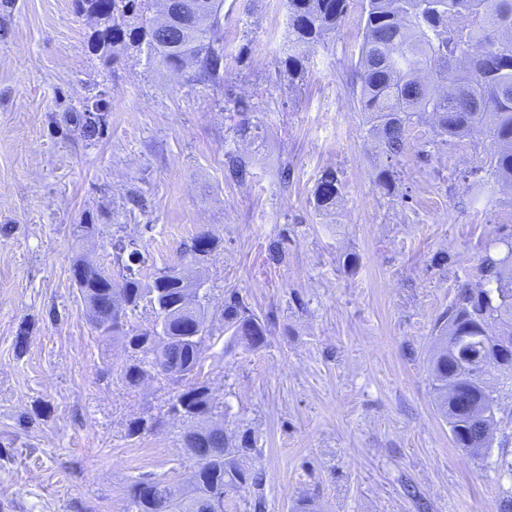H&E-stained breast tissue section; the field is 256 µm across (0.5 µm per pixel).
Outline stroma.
Returning <instances> with one entry per match:
<instances>
[{
  "instance_id": "stroma-1",
  "label": "stroma",
  "mask_w": 512,
  "mask_h": 512,
  "mask_svg": "<svg viewBox=\"0 0 512 512\" xmlns=\"http://www.w3.org/2000/svg\"><path fill=\"white\" fill-rule=\"evenodd\" d=\"M361 8L350 0L292 80L285 0H224L215 86L135 47L104 62L74 0H0V512H131L137 478L189 477L182 424L166 413L182 383L124 386L127 355L90 324L73 280L79 253L112 270L116 233L143 246V280L164 266L201 274L215 319L200 378L225 405V431L257 439L242 463L265 475L264 512L302 496L316 512H418L409 486L429 512H497L512 477L495 455L455 448L428 356L458 281L512 229V189L479 166L495 149L486 136L420 158L425 119L408 131L394 193L376 187L386 158L353 94ZM231 95L254 99L263 141L233 143ZM96 99L90 128L69 122ZM233 147L253 159L243 183L224 176ZM327 167L343 191L320 211ZM89 221L98 234L78 238ZM203 230L218 246L193 265L184 249ZM232 291L267 321L262 347L220 319ZM150 414L157 430L126 437Z\"/></svg>"
}]
</instances>
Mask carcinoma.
<instances>
[{
    "mask_svg": "<svg viewBox=\"0 0 512 512\" xmlns=\"http://www.w3.org/2000/svg\"><path fill=\"white\" fill-rule=\"evenodd\" d=\"M85 15L104 11L112 23L92 32L95 51L109 62L119 60L130 46L145 47L150 61L161 67L195 68L199 82L219 84L224 61V0H200L199 10L184 29L173 32L177 47L158 40L160 12L149 31L143 22L146 0H75ZM288 49L281 64L292 77L303 75L310 46L336 33L349 0H287ZM363 39L355 63L359 74L356 102L367 114L368 132L377 139L386 158L404 154L407 132L425 115L432 136L424 146L433 148L460 142L483 133L496 144L487 160L492 175L512 185V0H363ZM228 132L256 141L262 127L254 120L255 106L243 97L227 99ZM228 177L244 181L250 159L239 151L224 153ZM398 172L379 170L375 183L385 194L395 191ZM342 183L333 168L320 173L314 205L320 211L336 206ZM113 276L94 261L78 255L73 262L76 288L93 327L106 338L131 350L120 380L135 388L157 377L161 366L186 376L201 373L209 337L194 343L179 339L181 327L212 325L203 304L192 312L183 309L188 285L175 267H165L145 282L134 266L145 262L133 241L112 237ZM477 283L460 282L448 308L436 319L435 350L429 373L437 393V408L448 423L456 448L471 456H486L499 432L501 468L512 472L508 459L512 443V412H505L499 391L491 381L512 380V351L503 352L499 337L512 345V233L494 240L476 268ZM151 307L155 319L145 328H124L120 317ZM224 325L251 348L264 345L267 325L235 291L224 298L220 313ZM171 337L163 344L157 327ZM184 407L180 445L199 463L196 484L174 495L162 478L135 481L130 501L146 504L145 512H222L226 490L248 489L255 494L253 508L264 507L263 477L246 470L239 455L255 450L251 432L234 438L209 422L224 415V406L202 382L188 386L169 403ZM156 418L139 416L127 426V436L154 431Z\"/></svg>",
    "mask_w": 512,
    "mask_h": 512,
    "instance_id": "cac0c4a2",
    "label": "carcinoma"
}]
</instances>
